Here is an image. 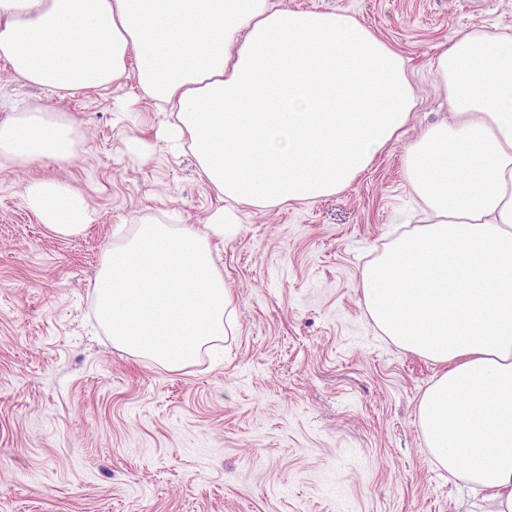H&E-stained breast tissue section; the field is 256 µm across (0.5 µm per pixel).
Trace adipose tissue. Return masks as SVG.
<instances>
[{"label":"adipose tissue","mask_w":512,"mask_h":512,"mask_svg":"<svg viewBox=\"0 0 512 512\" xmlns=\"http://www.w3.org/2000/svg\"><path fill=\"white\" fill-rule=\"evenodd\" d=\"M0 59L13 81L60 96L133 79L169 106L165 141L223 200L205 228L139 224L103 257L96 310L113 346L171 373L234 333L210 242L232 230L233 206L340 192L416 105L402 57L356 18L275 0H0ZM429 65L448 117L403 159L423 216L361 269L360 301L438 368L418 405L436 464L483 512H512V36H453ZM76 132L66 113L13 108L0 168L71 161ZM25 196L54 231L93 221L61 180Z\"/></svg>","instance_id":"1"}]
</instances>
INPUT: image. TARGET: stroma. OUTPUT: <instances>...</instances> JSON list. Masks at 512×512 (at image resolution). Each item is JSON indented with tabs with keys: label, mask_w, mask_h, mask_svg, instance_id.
Instances as JSON below:
<instances>
[{
	"label": "stroma",
	"mask_w": 512,
	"mask_h": 512,
	"mask_svg": "<svg viewBox=\"0 0 512 512\" xmlns=\"http://www.w3.org/2000/svg\"><path fill=\"white\" fill-rule=\"evenodd\" d=\"M354 16L402 57L417 106L402 140L342 192L242 205L212 239L237 329L178 373L113 348L95 317L105 250L134 224L203 226L220 205L191 154L115 112L134 80L59 98L13 82L0 61V118L14 102L79 125L75 157L0 171V512H466L439 468L418 403L433 363L405 352L360 303L358 273L416 207L408 146L448 111L429 61L476 29L512 35V0H287ZM153 152L136 160L130 137ZM66 181L94 221L76 236L42 224L26 182Z\"/></svg>",
	"instance_id": "obj_1"
}]
</instances>
